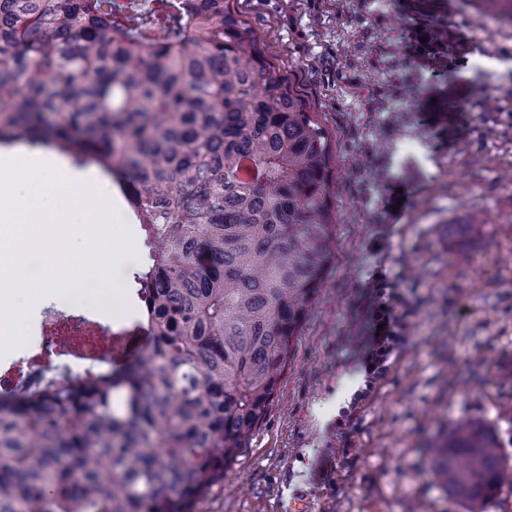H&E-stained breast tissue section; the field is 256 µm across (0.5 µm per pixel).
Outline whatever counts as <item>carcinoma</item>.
Masks as SVG:
<instances>
[{
  "instance_id": "1",
  "label": "carcinoma",
  "mask_w": 512,
  "mask_h": 512,
  "mask_svg": "<svg viewBox=\"0 0 512 512\" xmlns=\"http://www.w3.org/2000/svg\"><path fill=\"white\" fill-rule=\"evenodd\" d=\"M237 0H0V144L120 184L139 224V357L0 391V512H194L248 448L335 241L327 131ZM486 512L485 425L430 449Z\"/></svg>"
}]
</instances>
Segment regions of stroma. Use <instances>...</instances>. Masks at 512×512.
<instances>
[{"mask_svg":"<svg viewBox=\"0 0 512 512\" xmlns=\"http://www.w3.org/2000/svg\"><path fill=\"white\" fill-rule=\"evenodd\" d=\"M238 7L332 138L336 261L268 414L195 512H289L296 495L308 512H463L424 451L468 419L489 426L512 461V22L468 13L465 0ZM420 20L445 32L438 55L412 53ZM433 101L452 111L434 128L420 121ZM399 183L409 202L399 220L381 219ZM378 267L405 294L410 328L341 426L362 385L366 284ZM73 315L103 319L66 296L36 306L0 369L41 344L49 319Z\"/></svg>","mask_w":512,"mask_h":512,"instance_id":"35a3bbf8","label":"stroma"}]
</instances>
